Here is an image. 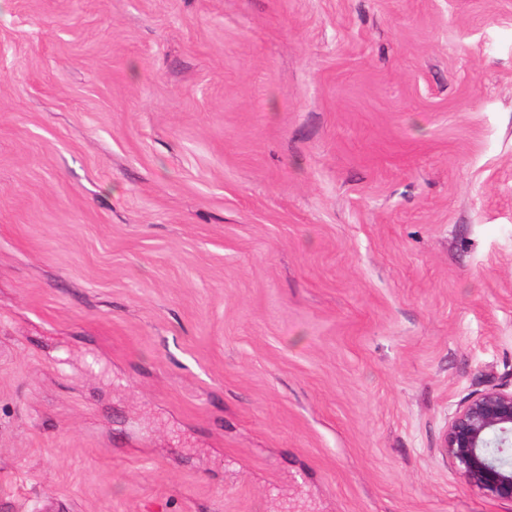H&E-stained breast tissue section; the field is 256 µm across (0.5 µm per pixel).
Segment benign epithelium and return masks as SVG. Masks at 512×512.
<instances>
[{
    "mask_svg": "<svg viewBox=\"0 0 512 512\" xmlns=\"http://www.w3.org/2000/svg\"><path fill=\"white\" fill-rule=\"evenodd\" d=\"M443 448L466 485L512 500V390L490 388L453 416Z\"/></svg>",
    "mask_w": 512,
    "mask_h": 512,
    "instance_id": "benign-epithelium-1",
    "label": "benign epithelium"
}]
</instances>
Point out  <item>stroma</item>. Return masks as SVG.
I'll return each mask as SVG.
<instances>
[{"label":"stroma","instance_id":"obj_1","mask_svg":"<svg viewBox=\"0 0 512 512\" xmlns=\"http://www.w3.org/2000/svg\"><path fill=\"white\" fill-rule=\"evenodd\" d=\"M512 0H0V512H512ZM443 447L470 489L512 500V389L469 399L450 421Z\"/></svg>","mask_w":512,"mask_h":512}]
</instances>
